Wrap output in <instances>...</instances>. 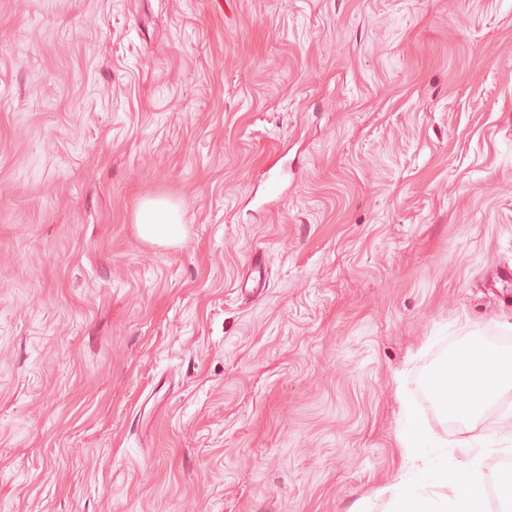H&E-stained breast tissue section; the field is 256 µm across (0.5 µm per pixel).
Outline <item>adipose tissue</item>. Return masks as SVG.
I'll return each mask as SVG.
<instances>
[{
  "mask_svg": "<svg viewBox=\"0 0 512 512\" xmlns=\"http://www.w3.org/2000/svg\"><path fill=\"white\" fill-rule=\"evenodd\" d=\"M141 238L158 244L176 241L181 234L177 207L163 198L144 201L136 215ZM432 396L443 413L467 421L480 416L502 393L512 390V375L492 384L466 386L439 372L431 378ZM501 434L446 442L415 417H408L399 435L405 467H414L423 448L441 449L443 461L422 479L401 478L391 487V512H487L485 460L490 448L512 443V413L503 414Z\"/></svg>",
  "mask_w": 512,
  "mask_h": 512,
  "instance_id": "ef3b65f1",
  "label": "adipose tissue"
}]
</instances>
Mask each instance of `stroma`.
I'll use <instances>...</instances> for the list:
<instances>
[{"mask_svg":"<svg viewBox=\"0 0 512 512\" xmlns=\"http://www.w3.org/2000/svg\"><path fill=\"white\" fill-rule=\"evenodd\" d=\"M507 268L512 0H0V512H390ZM178 208L163 198L144 201L136 215L139 235L146 241L167 244L181 234Z\"/></svg>","mask_w":512,"mask_h":512,"instance_id":"35a3bbf8","label":"stroma"}]
</instances>
